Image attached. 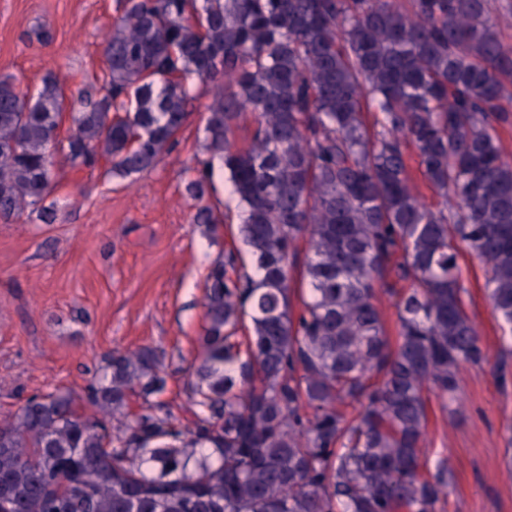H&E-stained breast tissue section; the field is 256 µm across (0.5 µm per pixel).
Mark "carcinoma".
<instances>
[{"label":"carcinoma","mask_w":512,"mask_h":512,"mask_svg":"<svg viewBox=\"0 0 512 512\" xmlns=\"http://www.w3.org/2000/svg\"><path fill=\"white\" fill-rule=\"evenodd\" d=\"M491 0H120L105 69L71 96L0 78V216L43 205L55 155L126 178L168 154L206 86L193 223L214 161L235 248L205 276L206 326L181 423L157 349L113 351L80 394L0 422V512H440L421 473L428 393L486 362L458 262L488 267L512 326V46ZM70 111L69 134L62 135ZM251 119L249 142L235 131ZM415 156L442 207H425ZM309 295L292 305L299 242ZM394 299L390 344L378 292ZM250 326L244 327V317ZM247 330L246 349L239 332Z\"/></svg>","instance_id":"cac0c4a2"}]
</instances>
